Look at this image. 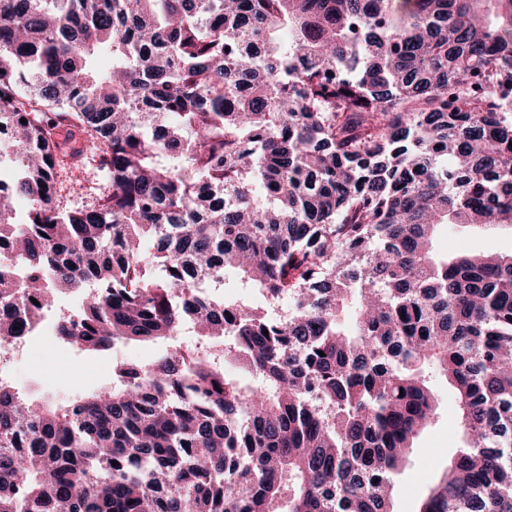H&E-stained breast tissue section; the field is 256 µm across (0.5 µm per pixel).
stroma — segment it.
<instances>
[{
	"label": "stroma",
	"mask_w": 512,
	"mask_h": 512,
	"mask_svg": "<svg viewBox=\"0 0 512 512\" xmlns=\"http://www.w3.org/2000/svg\"><path fill=\"white\" fill-rule=\"evenodd\" d=\"M106 182L107 175L97 164L63 165L56 175V203L66 209L91 204ZM434 247L440 255L448 257L474 251H507L512 249V232L447 224L438 230ZM165 349L162 343H131L97 352L69 349L49 327L27 340L22 358L12 367L10 382L28 399L63 407L88 393L110 387L116 362L147 364ZM436 395V417L420 434L396 477L395 512H419L433 484L447 471L456 449L464 444L451 387L446 382H437Z\"/></svg>",
	"instance_id": "35a3bbf8"
}]
</instances>
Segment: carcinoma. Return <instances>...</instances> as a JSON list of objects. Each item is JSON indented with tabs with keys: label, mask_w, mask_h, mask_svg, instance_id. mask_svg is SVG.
<instances>
[{
	"label": "carcinoma",
	"mask_w": 512,
	"mask_h": 512,
	"mask_svg": "<svg viewBox=\"0 0 512 512\" xmlns=\"http://www.w3.org/2000/svg\"><path fill=\"white\" fill-rule=\"evenodd\" d=\"M0 156V344L199 341L62 409L0 381V512H394L434 375L465 444L420 512H512V252L431 250L512 228V0H0ZM64 163L56 175V204L69 209L93 203L107 183L106 172L94 163H82L77 167ZM436 251L443 256L461 253L501 252L512 248V236L504 229H475L456 224L442 226L434 239ZM224 301H240L253 307H265L266 301L262 294L249 292L240 288L236 277L232 273L224 274Z\"/></svg>",
	"instance_id": "1"
}]
</instances>
